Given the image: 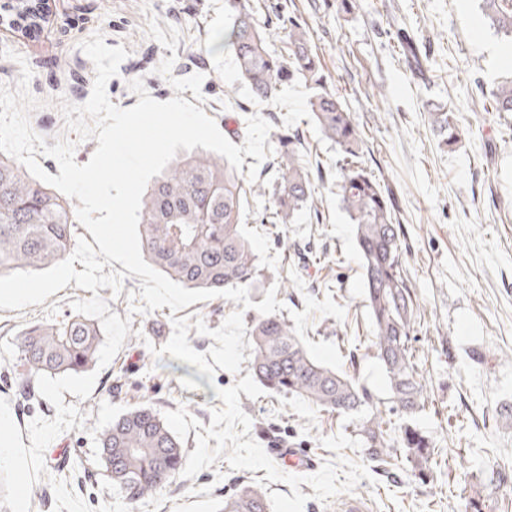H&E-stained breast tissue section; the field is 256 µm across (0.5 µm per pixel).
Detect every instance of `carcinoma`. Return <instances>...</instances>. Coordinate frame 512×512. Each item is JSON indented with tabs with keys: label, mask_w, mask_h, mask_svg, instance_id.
I'll list each match as a JSON object with an SVG mask.
<instances>
[{
	"label": "carcinoma",
	"mask_w": 512,
	"mask_h": 512,
	"mask_svg": "<svg viewBox=\"0 0 512 512\" xmlns=\"http://www.w3.org/2000/svg\"><path fill=\"white\" fill-rule=\"evenodd\" d=\"M42 0H5L0 10L39 31ZM231 23L217 44L227 46L250 94L268 99L288 82L309 90L312 121L339 153L331 179L340 204L354 226L371 320L369 348L381 361L386 397L316 362L284 315L250 316L246 333L251 345L249 368L271 392L295 395L330 414L358 416L359 436L371 459L385 467L401 461L414 480L435 479L438 449L417 426L429 404L422 373L415 361L412 333L417 302L403 267L401 225L392 190L375 178L364 156V140L343 99L331 89L304 20L280 8L273 12L286 39V52L266 45L259 0H227ZM490 27L512 38V3L480 0ZM395 38L414 72L423 68L415 42L399 27ZM493 109L512 113V80L493 90ZM431 126L445 146L462 132L453 113L441 106L430 111ZM305 145L296 134H277L271 182L251 183L239 177L222 156L196 152L171 161L143 194L139 236L141 252L169 279L192 289L223 290L249 286L262 269L243 231L244 206L250 196L268 200L263 224H290L312 209L314 180L302 163ZM75 224L73 204L31 176L15 160L0 155V275L44 269L71 250ZM101 331L77 312L60 321L24 328L15 340L16 357L9 373L16 394L25 402L40 398L37 376L81 374L96 363ZM98 462L104 475L133 507L160 493L185 467L182 442L151 406L129 408L97 431ZM217 512H269L265 495L244 484L224 496Z\"/></svg>",
	"instance_id": "cac0c4a2"
}]
</instances>
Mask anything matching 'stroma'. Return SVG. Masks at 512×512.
I'll return each instance as SVG.
<instances>
[{"label": "stroma", "mask_w": 512, "mask_h": 512, "mask_svg": "<svg viewBox=\"0 0 512 512\" xmlns=\"http://www.w3.org/2000/svg\"><path fill=\"white\" fill-rule=\"evenodd\" d=\"M359 10L337 11L336 0H288L310 30L329 86L343 98L365 142L371 170L395 194L397 217L405 232L403 262L418 302L413 343L427 383L430 405L418 418L448 460V483L414 481L408 465L390 470L371 467L353 494L328 502L312 496L304 512H336L355 495L369 512H464L471 487L484 488L485 512H512V481H490L494 464L512 467V429L501 415L512 408V115L494 112L489 93L512 77V60L503 50L512 39L490 29L479 0H358ZM225 0H51L52 15L36 37L0 29V84L16 87L20 67L7 51L24 56L33 72L31 96L42 108L30 115L32 129L47 145L73 139L59 109L60 100L87 101L95 73L80 44L101 33L107 46H124L128 56L107 84L113 104L130 108L139 97L128 83L143 80L148 93L166 101L179 96L214 117L221 133L243 145L247 119L261 114L273 128L294 130L307 151L303 162L320 168L315 210L295 223H260L262 198L247 207L244 231L265 278L252 283L249 298L262 302L269 288L310 354L336 371L354 370L360 385L385 396L383 367L367 350L371 324L354 227L342 210L333 172L337 148L315 127L304 85L282 86L268 101L253 99L230 50L214 40L228 26ZM408 29L427 57L423 74L413 73L393 33ZM441 104L454 112L466 135L457 145H441L428 109ZM91 291L68 285L43 304L21 310L0 309V398L9 400L19 428L37 417L54 419L49 401L24 406L7 387V366L15 357L17 333L35 322H54L71 312V303ZM170 308L132 317V335L99 371L92 393L77 406L86 426L61 433L52 448L65 452L64 465L46 460L45 479L35 483L31 512H53L49 484L56 478L91 507L113 502L103 490L94 431L123 409L145 402L158 412L185 406L203 425L222 408L216 388L237 382L236 374L217 370L214 377L197 367L151 349L173 333ZM252 419L251 437L268 456L291 450L301 466H285L288 475L305 477L324 463L343 457L367 463L365 450L325 449L319 439L355 436L357 421L328 415L307 402L265 393L241 396ZM265 470H232L217 461L194 478H177L134 512H216L225 494L243 480L261 492L290 494L282 482H270Z\"/></svg>", "instance_id": "stroma-1"}]
</instances>
